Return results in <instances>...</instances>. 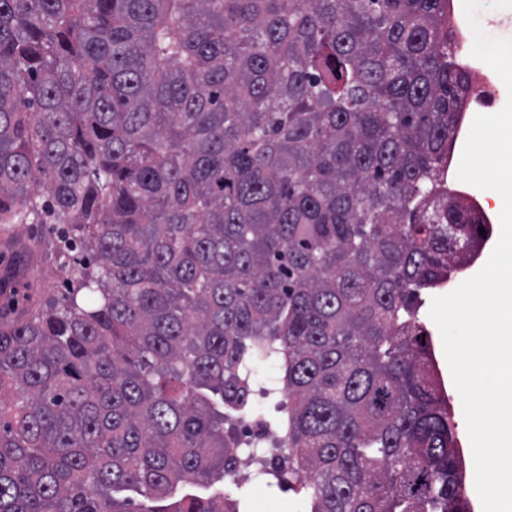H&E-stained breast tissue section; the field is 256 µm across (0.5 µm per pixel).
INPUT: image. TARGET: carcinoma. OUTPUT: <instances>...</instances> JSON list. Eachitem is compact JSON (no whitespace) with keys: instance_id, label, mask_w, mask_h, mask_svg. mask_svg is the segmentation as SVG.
<instances>
[{"instance_id":"obj_1","label":"carcinoma","mask_w":512,"mask_h":512,"mask_svg":"<svg viewBox=\"0 0 512 512\" xmlns=\"http://www.w3.org/2000/svg\"><path fill=\"white\" fill-rule=\"evenodd\" d=\"M449 0H0V226L77 287L0 324V512H242L282 362L310 512H467L420 292L489 226L444 189ZM254 380V408L258 414H275V401L260 399L257 391L261 387L270 388L279 385V365L275 357L257 356L252 363ZM239 433L245 441L255 447L270 444L271 440H284L283 433L267 428L259 417L242 420L239 423Z\"/></svg>"}]
</instances>
